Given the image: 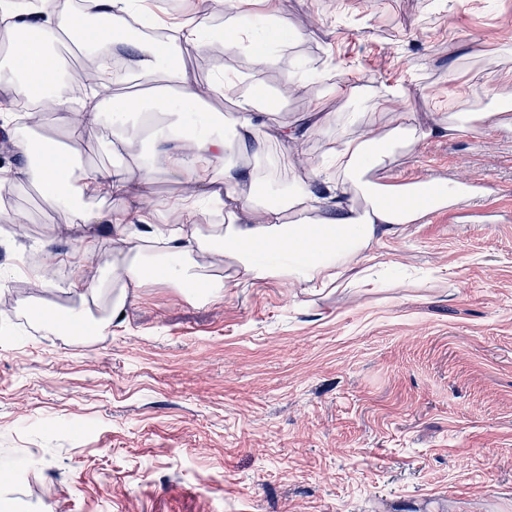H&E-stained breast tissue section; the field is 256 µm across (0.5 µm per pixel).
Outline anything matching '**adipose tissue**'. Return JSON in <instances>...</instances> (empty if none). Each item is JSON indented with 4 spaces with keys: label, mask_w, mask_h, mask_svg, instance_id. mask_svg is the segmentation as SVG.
Segmentation results:
<instances>
[{
    "label": "adipose tissue",
    "mask_w": 512,
    "mask_h": 512,
    "mask_svg": "<svg viewBox=\"0 0 512 512\" xmlns=\"http://www.w3.org/2000/svg\"><path fill=\"white\" fill-rule=\"evenodd\" d=\"M266 2L200 0L193 23L168 24L169 37L160 42L132 35L127 0H80L78 10L66 16L55 0H40L39 8L30 11L16 8L14 0H0V40L8 46L0 59V87L12 92L0 98V118L14 121L10 149L27 160L20 171H0V190L21 178L69 213V223L56 230L79 244L68 288L81 301L109 302L104 317L86 308L74 314L73 332L120 322L129 300L151 283L176 288L191 302L221 298L233 281L288 282L313 291L333 286L349 272L356 286L369 287L372 281L359 266L375 260L382 236L400 235L475 196V188L458 177L400 179L388 171L387 161L433 138L487 136L512 114L511 95L493 90L484 111L424 121L407 111L403 91L387 90L382 98L386 121L351 117L329 151L330 163L314 164L302 148L314 122H269L267 75L286 42ZM219 5L225 22L216 39L226 54H244L250 62L245 72L204 83L181 67L179 52L186 44L202 47L206 15ZM94 19L99 26L92 33L87 25ZM60 34L118 59L113 83L173 78L177 89L150 101L98 91L91 103L72 108V90L58 78L53 59L52 39ZM224 94L235 96L234 111L198 115L201 103ZM20 96L66 110L64 150L37 146L32 134L42 126L43 115H17ZM106 122L112 138L100 148L112 164H80ZM272 143L286 151L295 174L280 194L266 200L262 194L274 174L260 171L252 160ZM158 170L181 183L180 197L158 201L141 194L142 184ZM90 194L111 198L114 210L89 208L85 198ZM201 202L223 214V223L201 230L194 220ZM104 225L112 230L108 257L97 247Z\"/></svg>",
    "instance_id": "ef3b65f1"
}]
</instances>
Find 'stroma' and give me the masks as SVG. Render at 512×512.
Here are the masks:
<instances>
[{"instance_id":"stroma-1","label":"stroma","mask_w":512,"mask_h":512,"mask_svg":"<svg viewBox=\"0 0 512 512\" xmlns=\"http://www.w3.org/2000/svg\"><path fill=\"white\" fill-rule=\"evenodd\" d=\"M275 4L295 38L269 88L309 63L323 79L272 118L328 116L306 140L314 162L346 113H380L381 90L439 118L512 94V0ZM183 63L203 81L247 66L214 41ZM392 167L485 193L385 237L388 287L241 284L195 303L151 285L90 341L10 328L29 256L56 257L47 297L79 307L60 291L67 213L13 184L28 232L0 231V455L41 461L18 495L34 512H512V129L431 139Z\"/></svg>"}]
</instances>
